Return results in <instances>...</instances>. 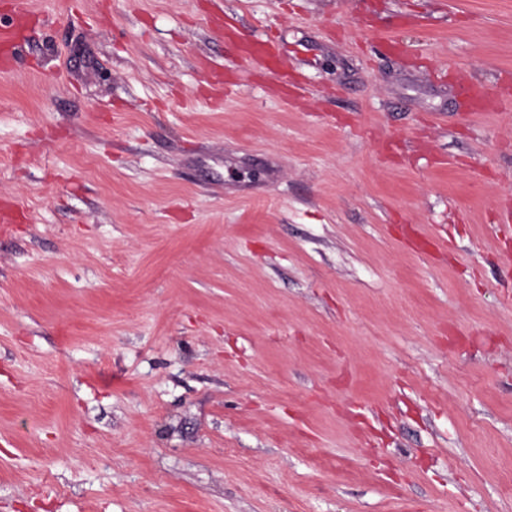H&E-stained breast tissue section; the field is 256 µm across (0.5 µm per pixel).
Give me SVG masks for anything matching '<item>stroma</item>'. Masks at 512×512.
Returning a JSON list of instances; mask_svg holds the SVG:
<instances>
[{
    "instance_id": "stroma-1",
    "label": "stroma",
    "mask_w": 512,
    "mask_h": 512,
    "mask_svg": "<svg viewBox=\"0 0 512 512\" xmlns=\"http://www.w3.org/2000/svg\"><path fill=\"white\" fill-rule=\"evenodd\" d=\"M37 7L0 512H512V0ZM249 61L251 65L255 67H267L270 64H274L276 68L284 76L288 77V65L284 57L277 54L274 50L273 45L265 44L259 48L253 50L249 54Z\"/></svg>"
}]
</instances>
